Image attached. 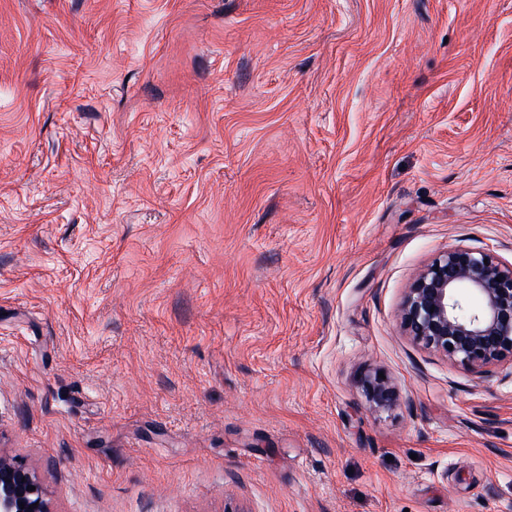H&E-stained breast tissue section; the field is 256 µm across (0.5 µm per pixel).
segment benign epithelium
I'll return each instance as SVG.
<instances>
[{
    "instance_id": "7a95c632",
    "label": "benign epithelium",
    "mask_w": 512,
    "mask_h": 512,
    "mask_svg": "<svg viewBox=\"0 0 512 512\" xmlns=\"http://www.w3.org/2000/svg\"><path fill=\"white\" fill-rule=\"evenodd\" d=\"M402 324L416 344L465 369L512 363V264L480 250H448L407 288ZM359 383L370 410L396 407L397 391L379 370L365 371ZM0 512H53L36 473L1 455Z\"/></svg>"
}]
</instances>
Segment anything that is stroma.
<instances>
[{"label":"stroma","instance_id":"obj_1","mask_svg":"<svg viewBox=\"0 0 512 512\" xmlns=\"http://www.w3.org/2000/svg\"><path fill=\"white\" fill-rule=\"evenodd\" d=\"M453 248L512 263V0H0V453L55 512H512V365L402 329ZM379 372H383L385 379L379 377ZM359 383L370 410L388 412L396 407L398 394L384 371L367 370L360 376Z\"/></svg>","mask_w":512,"mask_h":512}]
</instances>
